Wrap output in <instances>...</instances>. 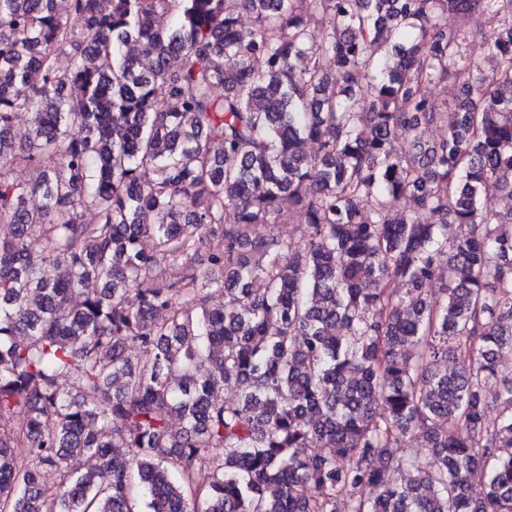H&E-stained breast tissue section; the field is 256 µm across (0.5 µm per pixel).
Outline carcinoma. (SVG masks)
<instances>
[{"mask_svg": "<svg viewBox=\"0 0 512 512\" xmlns=\"http://www.w3.org/2000/svg\"><path fill=\"white\" fill-rule=\"evenodd\" d=\"M66 3L0 0V512H512V0Z\"/></svg>", "mask_w": 512, "mask_h": 512, "instance_id": "cac0c4a2", "label": "carcinoma"}]
</instances>
